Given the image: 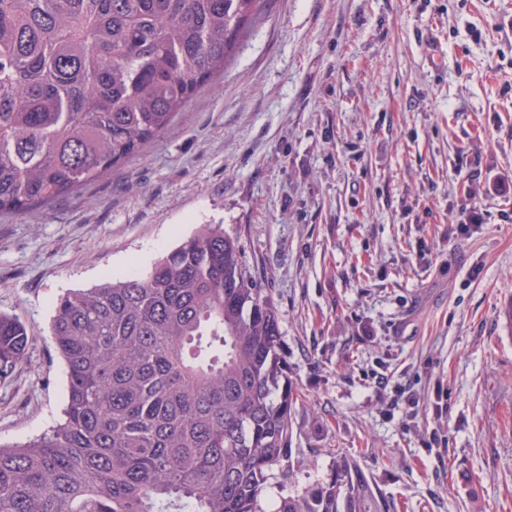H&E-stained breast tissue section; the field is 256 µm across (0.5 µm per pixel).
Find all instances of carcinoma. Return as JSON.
<instances>
[{
    "label": "carcinoma",
    "instance_id": "carcinoma-1",
    "mask_svg": "<svg viewBox=\"0 0 512 512\" xmlns=\"http://www.w3.org/2000/svg\"><path fill=\"white\" fill-rule=\"evenodd\" d=\"M262 0H0V211L125 163L224 71ZM51 336L62 420L0 447V512H391L350 458L288 476L295 388L278 311L220 224L142 274L68 292ZM30 336L0 314V377Z\"/></svg>",
    "mask_w": 512,
    "mask_h": 512
}]
</instances>
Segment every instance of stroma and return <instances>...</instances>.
Here are the masks:
<instances>
[{
	"instance_id": "35a3bbf8",
	"label": "stroma",
	"mask_w": 512,
	"mask_h": 512,
	"mask_svg": "<svg viewBox=\"0 0 512 512\" xmlns=\"http://www.w3.org/2000/svg\"><path fill=\"white\" fill-rule=\"evenodd\" d=\"M472 205L481 223L449 237ZM202 224L238 238L298 389L270 497L339 451L394 512H512V0H264L162 137L1 212L0 313L31 342L0 380V445L61 417L57 298L146 271Z\"/></svg>"
}]
</instances>
